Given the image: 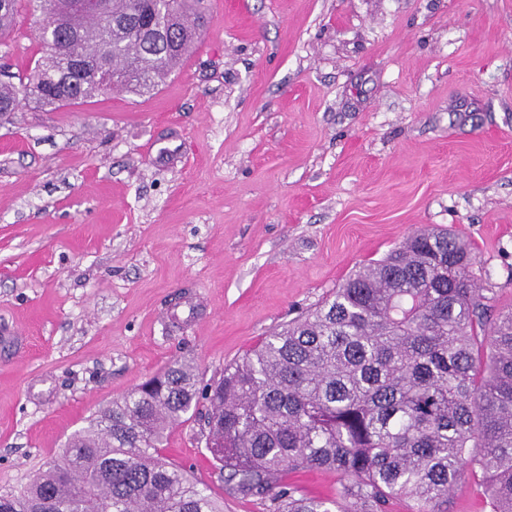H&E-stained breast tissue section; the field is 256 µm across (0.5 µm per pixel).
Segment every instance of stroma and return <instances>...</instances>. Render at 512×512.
Here are the masks:
<instances>
[{"label": "stroma", "instance_id": "1", "mask_svg": "<svg viewBox=\"0 0 512 512\" xmlns=\"http://www.w3.org/2000/svg\"><path fill=\"white\" fill-rule=\"evenodd\" d=\"M157 90L0 114V494L172 361L203 381L421 229L512 308V0H208ZM22 17L0 65L39 56ZM162 452L223 503L194 421Z\"/></svg>", "mask_w": 512, "mask_h": 512}]
</instances>
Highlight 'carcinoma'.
Returning a JSON list of instances; mask_svg holds the SVG:
<instances>
[{
  "mask_svg": "<svg viewBox=\"0 0 512 512\" xmlns=\"http://www.w3.org/2000/svg\"><path fill=\"white\" fill-rule=\"evenodd\" d=\"M39 17L31 73L0 80V114L56 109L114 89L147 94L207 25L205 0H0V43ZM467 241L418 231L360 268L312 312L272 332L201 388L176 360L89 419L62 456L0 512H223L165 433L201 401L229 493L266 512H351L288 476L330 470L339 498L384 512L393 498L442 512L469 475L491 512H512V310L492 313Z\"/></svg>",
  "mask_w": 512,
  "mask_h": 512,
  "instance_id": "obj_1",
  "label": "carcinoma"
}]
</instances>
